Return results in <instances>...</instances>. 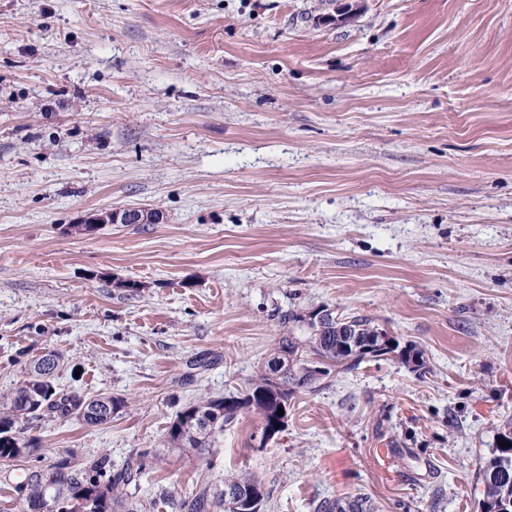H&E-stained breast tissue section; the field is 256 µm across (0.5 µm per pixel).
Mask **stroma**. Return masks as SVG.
Wrapping results in <instances>:
<instances>
[{
	"label": "stroma",
	"mask_w": 512,
	"mask_h": 512,
	"mask_svg": "<svg viewBox=\"0 0 512 512\" xmlns=\"http://www.w3.org/2000/svg\"><path fill=\"white\" fill-rule=\"evenodd\" d=\"M123 207L160 220L67 231ZM321 305L423 371L332 372L264 448L251 413L212 463L169 445ZM50 351L58 390L126 405L26 437L139 467L144 512L228 472L265 512H481L512 424V0H0V392ZM318 512H373L367 497H343L325 500L319 504Z\"/></svg>",
	"instance_id": "obj_1"
}]
</instances>
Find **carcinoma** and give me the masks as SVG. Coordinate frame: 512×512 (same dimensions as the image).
<instances>
[{
  "mask_svg": "<svg viewBox=\"0 0 512 512\" xmlns=\"http://www.w3.org/2000/svg\"><path fill=\"white\" fill-rule=\"evenodd\" d=\"M306 309H290L278 316L288 325V335L279 339L272 355L280 353L293 358L294 365L279 381H272L266 367L249 380L245 390L229 396L205 397L176 412L168 429V442L175 448L194 450L199 454L210 448V438L232 425L243 411L255 414L259 428L251 440L265 447L274 436L268 430L276 424H286V410L299 393L313 392L320 381L334 370L348 371L363 362L396 359L408 368L419 371L423 362L415 353L416 346L387 344V332L369 317L338 314L336 321L323 330L312 331L304 324ZM373 339L374 347L363 352L353 345L354 338ZM59 357H41L22 369L19 381L5 393H0V460L23 461L38 451L31 438H25L19 423L28 417L76 418L89 425H101L112 414L125 407V400L112 395L86 397L76 391H59L54 384V372ZM285 414L278 415V409ZM500 444L480 468L484 484L482 512H498L504 501L512 500V435L499 436ZM510 443L503 448L501 444ZM35 465L27 469L19 487L23 493L24 512H63L73 502V512H138L137 504L127 501L125 486L133 480L129 469L112 471L105 455L85 459L63 457L43 462L38 456ZM236 497L249 498L248 512H264L266 492L261 479L251 473L224 477V489L213 492L207 476H202L181 502L186 512H234L229 507ZM318 512H373L366 497H343L325 500Z\"/></svg>",
  "mask_w": 512,
  "mask_h": 512,
  "instance_id": "cac0c4a2",
  "label": "carcinoma"
}]
</instances>
